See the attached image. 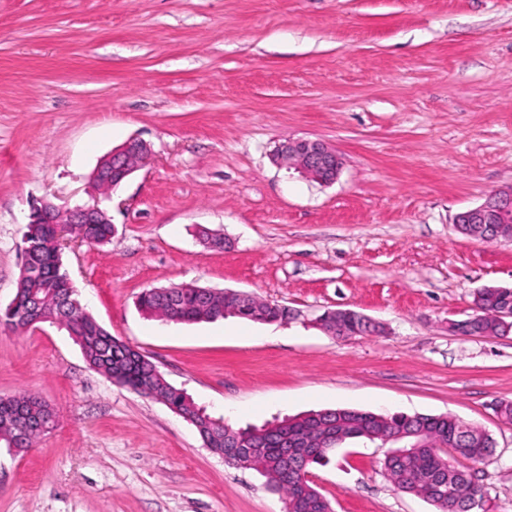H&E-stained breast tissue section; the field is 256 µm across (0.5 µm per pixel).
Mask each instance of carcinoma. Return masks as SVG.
I'll return each mask as SVG.
<instances>
[{
  "label": "carcinoma",
  "instance_id": "carcinoma-1",
  "mask_svg": "<svg viewBox=\"0 0 512 512\" xmlns=\"http://www.w3.org/2000/svg\"><path fill=\"white\" fill-rule=\"evenodd\" d=\"M82 238L92 244H103L112 238L110 224L26 225L25 244L28 262L36 271L31 276L20 275L13 301L16 306L0 311V325L14 331L27 328L22 311L35 295L43 301L44 321L63 325L82 349L90 367L99 370L116 383L138 393L149 387L179 409L182 417L194 421L203 445L225 453L228 442L235 441L251 453L253 463L263 468L261 475L267 485L282 494L285 501L296 502V512H329L331 505L323 500L313 506L307 499L319 490L308 479L309 469L328 460L327 432L345 431L346 441L375 442L388 433L402 431L416 434L412 441L419 448H396L384 460V469L394 486L408 494L427 500L435 512H472L484 499L485 492L474 482L467 470L448 463L443 449L452 448L464 459H479L492 453L491 437L451 415L393 414L370 411L329 409L314 411L310 416L285 419L267 427L234 430L224 425V419L212 418L206 410L178 388H170L165 379L153 376L155 364L147 357L127 354V347L112 336L97 320L75 305L62 311L55 298L78 300L71 279L63 268L60 239L62 233ZM139 308L148 316L170 322H201L224 317L229 313L252 321L275 322L284 319L281 306L253 297L245 304L222 294H213L189 285L144 290L138 298ZM474 304L481 309L478 315L458 322L465 335L504 336L512 331L496 318L504 309H512V288H482L474 295ZM321 328L334 331L333 337L347 339L376 331V326L354 310L347 309L338 316L323 321ZM21 408L32 420L52 421L53 408L40 397L22 392L0 397V411ZM306 441L309 453L303 458H289L288 465L278 461L276 443L280 435ZM43 435L38 429L20 434L18 423L0 421V442L24 451L33 447Z\"/></svg>",
  "mask_w": 512,
  "mask_h": 512
}]
</instances>
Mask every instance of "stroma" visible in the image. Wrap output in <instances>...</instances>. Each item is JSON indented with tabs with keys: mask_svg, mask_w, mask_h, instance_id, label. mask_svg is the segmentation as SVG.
<instances>
[{
	"mask_svg": "<svg viewBox=\"0 0 512 512\" xmlns=\"http://www.w3.org/2000/svg\"><path fill=\"white\" fill-rule=\"evenodd\" d=\"M131 138L147 164L109 191L99 161ZM319 140L326 184L280 163ZM512 187V0H0V309L30 206L96 205L108 243L63 263L99 323L235 428L320 409L450 414L492 435L469 469L484 512H512V334L463 336L473 293L512 288V243L455 214ZM203 229L229 244L208 248ZM195 284L287 307L166 323L147 288ZM348 308L377 334L316 322ZM48 402L55 428L0 443V512H285L163 403L91 368L66 329H0V396ZM390 446L352 441L313 466L334 512H433L397 490Z\"/></svg>",
	"mask_w": 512,
	"mask_h": 512,
	"instance_id": "35a3bbf8",
	"label": "stroma"
}]
</instances>
